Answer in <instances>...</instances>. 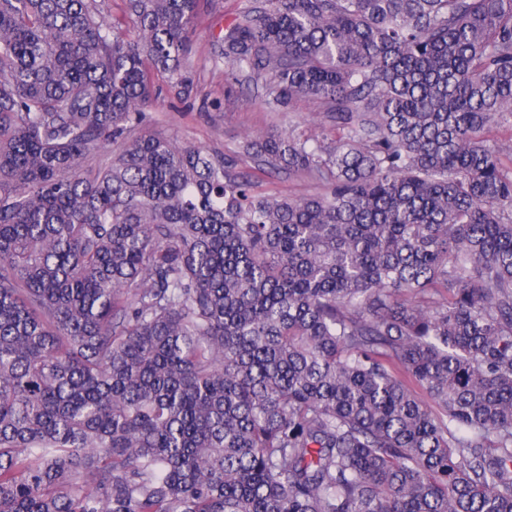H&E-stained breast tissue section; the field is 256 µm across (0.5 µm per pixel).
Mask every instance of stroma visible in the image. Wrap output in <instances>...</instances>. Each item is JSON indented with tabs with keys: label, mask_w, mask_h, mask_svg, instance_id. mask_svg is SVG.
Returning <instances> with one entry per match:
<instances>
[{
	"label": "stroma",
	"mask_w": 512,
	"mask_h": 512,
	"mask_svg": "<svg viewBox=\"0 0 512 512\" xmlns=\"http://www.w3.org/2000/svg\"><path fill=\"white\" fill-rule=\"evenodd\" d=\"M247 0H212L196 20L194 52L189 59L194 91L190 98H173L164 79L145 110L144 131L163 136L175 144H193L234 157L237 170L253 176L264 194L301 198L322 192L321 183L302 175L270 176L259 170L238 146L249 134L291 131L302 136L319 135L321 117L313 100L300 97L289 110L272 112L252 92L236 84L230 70L219 61L218 37Z\"/></svg>",
	"instance_id": "1"
}]
</instances>
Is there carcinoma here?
I'll return each mask as SVG.
<instances>
[{"label":"carcinoma","instance_id":"obj_1","mask_svg":"<svg viewBox=\"0 0 512 512\" xmlns=\"http://www.w3.org/2000/svg\"><path fill=\"white\" fill-rule=\"evenodd\" d=\"M123 3L0 0V512H512V0L243 7L300 199L139 130L208 0ZM490 144L498 148L507 166L510 167L508 155L512 153V115L504 117L503 122L489 133Z\"/></svg>","mask_w":512,"mask_h":512}]
</instances>
